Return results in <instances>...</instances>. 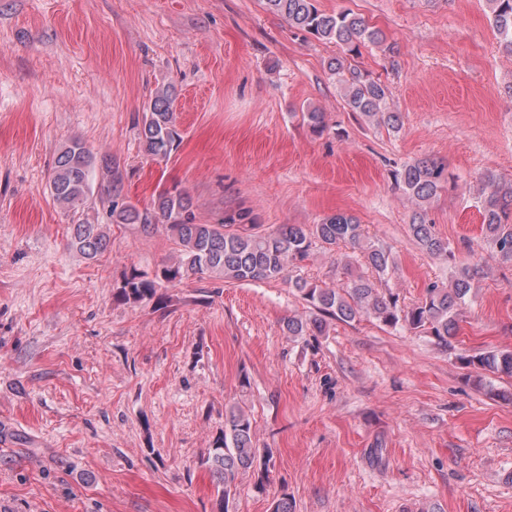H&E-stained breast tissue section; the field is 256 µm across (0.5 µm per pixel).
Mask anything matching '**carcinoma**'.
<instances>
[{
	"label": "carcinoma",
	"instance_id": "cac0c4a2",
	"mask_svg": "<svg viewBox=\"0 0 512 512\" xmlns=\"http://www.w3.org/2000/svg\"><path fill=\"white\" fill-rule=\"evenodd\" d=\"M263 2L267 10L286 19L296 30L334 43L350 54L383 40L379 29L350 10L327 13L315 5V0ZM488 5L490 23L500 46L512 54V0H488ZM328 71L343 86L351 111L399 129V114L385 111L387 87L380 80L346 66L342 56L328 62ZM301 121L315 133L326 129L325 114L316 109L301 113ZM140 140L145 154L153 159L167 158L178 147L181 135L176 127L171 87L155 92L149 109L143 113ZM442 180L444 169L430 159H417L396 173L398 185L416 205L408 224L410 235L426 254L454 263L448 286L429 285L423 297L410 306L402 304L399 295L387 286L395 265L391 250L368 239L359 220L344 212L334 213L319 224H282L260 232L248 211L229 215L217 224L197 222L191 197L176 187L161 188L149 207L121 203L123 175L119 164L110 158L96 159L78 138L70 140L59 152L49 190L58 207L70 216V246L87 259L109 247L105 225L90 221L86 212L95 195L109 203L111 223L137 225L147 233L162 226L170 233L178 246L176 261L153 278L131 269L115 294L118 301L150 300L161 283L174 285L192 276L233 284L281 280L314 311L305 321H285L290 336H323L333 321L352 322L368 316L388 327L423 333L439 347L448 349L459 335L462 306L470 299L474 283L485 275V268L480 262L456 263L448 240L435 233L434 224L427 218L425 204L436 196ZM479 209L491 252L499 261L512 264V181L487 178ZM317 247L336 254V263L344 264L348 270L349 280L342 286L317 285L292 276L293 270L309 259ZM348 249L360 250L365 270H351ZM457 359L482 371L512 377V351L460 354ZM257 453L250 417L240 408H229L224 416V432L203 459L216 480L214 512H230L236 476L252 467Z\"/></svg>",
	"mask_w": 512,
	"mask_h": 512
}]
</instances>
